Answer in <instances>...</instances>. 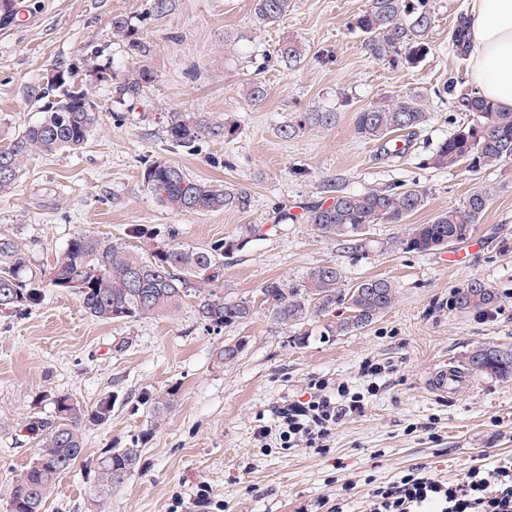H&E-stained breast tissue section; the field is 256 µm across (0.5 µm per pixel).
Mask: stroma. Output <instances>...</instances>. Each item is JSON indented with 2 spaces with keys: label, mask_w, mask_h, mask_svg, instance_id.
Instances as JSON below:
<instances>
[{
  "label": "stroma",
  "mask_w": 512,
  "mask_h": 512,
  "mask_svg": "<svg viewBox=\"0 0 512 512\" xmlns=\"http://www.w3.org/2000/svg\"><path fill=\"white\" fill-rule=\"evenodd\" d=\"M430 53L414 68L371 57L350 21L368 0H293L283 19L259 23L252 0H14L15 19L0 26V149L37 122L47 104L38 93L50 73L83 89L102 110L78 151L31 156L16 189L0 195V237L10 239L31 273L51 267L77 233L129 241L145 225L194 248L216 241L224 250V285L256 294L269 279L296 282L333 264L347 281L391 280L398 299L370 326L322 337L323 317L286 329L260 313L246 324L206 331L183 312L138 321L102 322L71 294L46 290L33 308L0 314V507L38 453L29 423L52 414L54 396L90 407L115 403L109 421L87 427L86 459L138 442L141 467L97 500L85 467L62 474L46 512H172L193 507L199 483L224 512H368L370 494L419 466L455 484L468 469L512 458V380L472 374L455 395L433 392L428 380L443 364L459 365L479 344L512 345V160L475 175L462 167L436 170L425 160L455 126L467 122L449 98L448 77L470 90L469 67L453 51L450 32L467 0H430ZM125 19L130 35L112 30ZM298 42L303 55L288 67L277 51ZM152 74L135 96L120 93L129 71ZM267 95L252 102L253 83ZM418 92L429 100L430 123L398 162L380 159L357 135L356 112L384 96ZM336 111L329 127L280 135L293 113ZM208 123L193 147H172V114ZM155 161L179 165L193 181L248 189L247 212L182 215L162 206L142 180ZM350 193L416 184L426 207L410 224H377L363 249L317 237L303 219L323 199L328 181ZM490 200L473 233L483 242L470 260L447 251L403 250L411 224H424L462 203L474 188ZM292 219L280 224L277 211ZM261 229L247 238V225ZM473 280L498 290L488 317L452 311V292ZM245 338L231 363L217 353ZM127 341L115 352L119 341ZM384 366L362 414L347 417L327 448H264L258 423H271L284 398L315 380L366 387L364 361ZM174 387L179 398L161 419L144 394Z\"/></svg>",
  "instance_id": "obj_1"
}]
</instances>
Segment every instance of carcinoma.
Returning a JSON list of instances; mask_svg holds the SVG:
<instances>
[{
    "label": "carcinoma",
    "mask_w": 512,
    "mask_h": 512,
    "mask_svg": "<svg viewBox=\"0 0 512 512\" xmlns=\"http://www.w3.org/2000/svg\"><path fill=\"white\" fill-rule=\"evenodd\" d=\"M293 0H253V11L264 23L288 15ZM433 24L430 0H368L367 8L353 18L351 30L362 38L366 52L392 66L417 67L430 52L429 30ZM452 48L460 57L468 54L465 17L459 16L450 33ZM288 66L301 62L302 48L290 41L279 49ZM150 71L141 68L123 79L120 92L134 96ZM444 92L453 99L458 112L470 116L441 140L427 158L437 169L463 166L473 173L490 169L512 159V109L482 97L476 90L456 91L448 79ZM98 113L92 111L84 91L72 87L64 99L41 120L27 127L6 149L0 150V193L17 185L29 157L36 153L75 151L89 140ZM431 113L423 96L409 92L384 97L355 115L357 134L380 143L386 158L403 157L414 137L428 124ZM336 113L314 109L300 112L280 128L281 136H295L310 125L330 126ZM209 126L175 115L166 127L167 140L174 147H187ZM142 179L156 193L162 205L182 215L233 209L246 212L251 195L244 188L192 181L183 170L166 161L148 165ZM328 205L304 207L306 223L324 239L360 241L375 224H403L425 208L428 193L414 184L384 191L351 194L339 181L327 183ZM489 200L483 188L473 190L457 207L437 214L428 224H415L400 241L406 249L428 253L465 242L479 223ZM136 238L151 240L149 247L135 248L125 242L105 240L91 233L72 237L51 268L41 275L28 272L26 260L14 244L0 238V313L35 307L46 288L78 297L84 311L104 322L137 321L189 310L195 323L220 332L265 313L276 324L296 329L317 314H335L322 327L325 336H340L369 325L395 304L397 289L383 278L346 283L343 271L334 265L313 268L295 283L269 279L258 297L233 296L226 292L222 267L224 243L196 249L158 239V233L138 227ZM498 292L483 281H472L453 291L450 308L461 314L483 315L495 308ZM245 339L230 340L217 354L219 362H232L244 350ZM462 367L469 373L502 379L512 378V346L480 345L467 353ZM178 390L170 387L156 395L147 394L143 403L159 416L176 403ZM54 414L29 424L40 453L17 481L5 512H43L57 479L86 462L84 430L99 425L112 414L113 398L108 395L90 409L69 395L54 398ZM138 442L129 448H111L88 464L99 498L134 476L140 465Z\"/></svg>",
    "instance_id": "obj_1"
}]
</instances>
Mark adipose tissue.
<instances>
[{"label": "adipose tissue", "mask_w": 512, "mask_h": 512, "mask_svg": "<svg viewBox=\"0 0 512 512\" xmlns=\"http://www.w3.org/2000/svg\"><path fill=\"white\" fill-rule=\"evenodd\" d=\"M466 17L474 88L512 108V0H468Z\"/></svg>", "instance_id": "obj_1"}]
</instances>
